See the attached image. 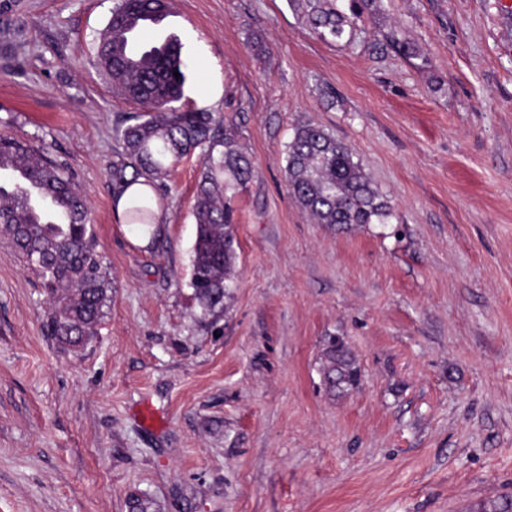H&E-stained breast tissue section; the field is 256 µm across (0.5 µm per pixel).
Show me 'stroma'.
<instances>
[{
	"instance_id": "stroma-1",
	"label": "stroma",
	"mask_w": 512,
	"mask_h": 512,
	"mask_svg": "<svg viewBox=\"0 0 512 512\" xmlns=\"http://www.w3.org/2000/svg\"><path fill=\"white\" fill-rule=\"evenodd\" d=\"M114 0H0V135L68 166L110 286L79 354L0 239V512H477L512 497V0H383L354 42L287 0H173L186 95L252 163L220 317L189 286L203 155L163 181L164 226L114 209L118 120L96 65ZM417 46L397 53L388 31ZM353 150L385 224L314 223L286 180L298 125ZM343 337L362 369L318 371ZM320 374L331 396L348 393L359 384L361 368L346 341L328 338L321 354Z\"/></svg>"
}]
</instances>
